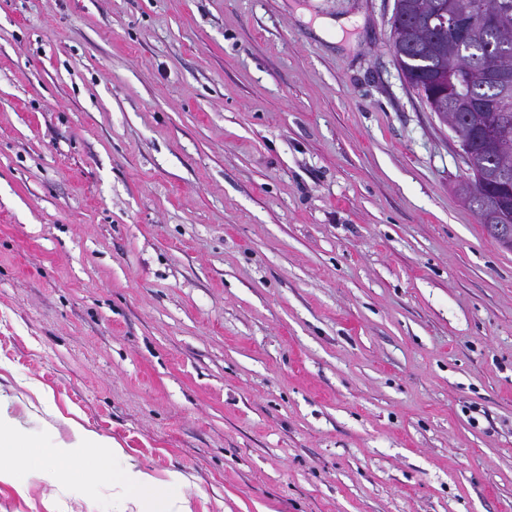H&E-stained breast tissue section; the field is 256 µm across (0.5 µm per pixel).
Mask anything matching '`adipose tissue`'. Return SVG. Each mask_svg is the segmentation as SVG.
Returning <instances> with one entry per match:
<instances>
[{"label":"adipose tissue","instance_id":"1","mask_svg":"<svg viewBox=\"0 0 512 512\" xmlns=\"http://www.w3.org/2000/svg\"><path fill=\"white\" fill-rule=\"evenodd\" d=\"M85 461L98 478L111 484L116 512H187L180 473H170L168 489L161 493L149 473L129 464L119 465L114 456L99 453L96 447H89ZM62 465L59 455L50 449L27 446L23 440L0 431V472L35 474Z\"/></svg>","mask_w":512,"mask_h":512}]
</instances>
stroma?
Returning a JSON list of instances; mask_svg holds the SVG:
<instances>
[{"instance_id":"35a3bbf8","label":"stroma","mask_w":512,"mask_h":512,"mask_svg":"<svg viewBox=\"0 0 512 512\" xmlns=\"http://www.w3.org/2000/svg\"><path fill=\"white\" fill-rule=\"evenodd\" d=\"M393 6L0 0L7 428L189 512H512V250ZM0 512L112 492L4 476ZM92 446H87L85 455L86 465L89 466L103 481L112 484V499L117 507L116 512H127L131 504L136 512H187V502L184 493L183 477L178 472H172L167 482L168 489L159 493L155 487L154 478L147 472L135 469L133 465H119L117 453L101 454L97 440H91Z\"/></svg>"}]
</instances>
